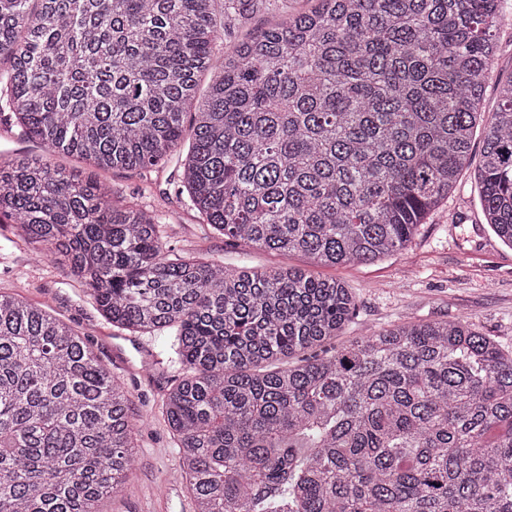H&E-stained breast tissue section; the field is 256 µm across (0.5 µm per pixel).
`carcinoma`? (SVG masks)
I'll use <instances>...</instances> for the list:
<instances>
[{
  "mask_svg": "<svg viewBox=\"0 0 512 512\" xmlns=\"http://www.w3.org/2000/svg\"><path fill=\"white\" fill-rule=\"evenodd\" d=\"M317 2L0 0V123L103 173L175 157L200 223L332 266L407 248L471 167L512 245V77L490 113L482 94L503 0ZM114 196L0 155V214L34 260L129 335L175 332L187 373L163 413L194 512H512V355L492 337L409 322L328 348L356 308L343 283L179 256L158 210ZM136 427L87 341L0 291V512H99Z\"/></svg>",
  "mask_w": 512,
  "mask_h": 512,
  "instance_id": "1",
  "label": "carcinoma"
}]
</instances>
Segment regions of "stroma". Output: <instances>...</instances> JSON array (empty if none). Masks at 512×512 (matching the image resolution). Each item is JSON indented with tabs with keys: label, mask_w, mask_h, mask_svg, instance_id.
<instances>
[{
	"label": "stroma",
	"mask_w": 512,
	"mask_h": 512,
	"mask_svg": "<svg viewBox=\"0 0 512 512\" xmlns=\"http://www.w3.org/2000/svg\"><path fill=\"white\" fill-rule=\"evenodd\" d=\"M171 167L147 174L114 171L106 179L117 197L151 205L171 197L169 244L176 251L227 266L311 269L342 282L356 309L336 344L367 329L407 322L463 318L512 353V248L486 224L478 192L462 173L447 202L433 212L408 247L372 262L310 267L299 253L258 251L199 223L177 199ZM0 291L41 305L84 337L119 381L132 392L131 409L144 421L136 434L135 467L122 491L103 500L100 512H194L173 435L162 412L168 389L184 370L165 336H131L112 327L85 288L60 268L36 266L33 250L16 242L13 223L0 215Z\"/></svg>",
	"instance_id": "1"
}]
</instances>
